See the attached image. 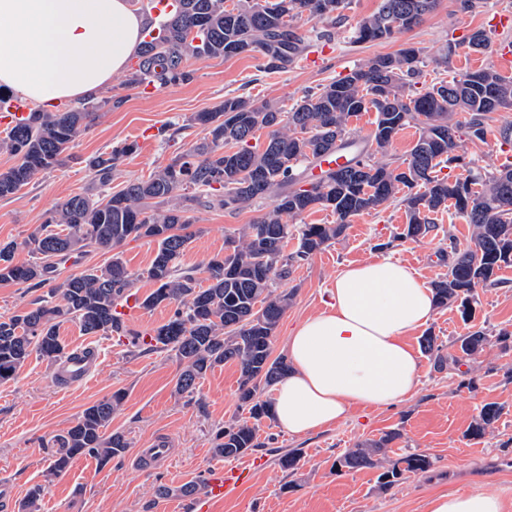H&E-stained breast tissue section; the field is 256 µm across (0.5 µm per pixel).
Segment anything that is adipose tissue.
I'll use <instances>...</instances> for the list:
<instances>
[{"label": "adipose tissue", "mask_w": 512, "mask_h": 512, "mask_svg": "<svg viewBox=\"0 0 512 512\" xmlns=\"http://www.w3.org/2000/svg\"><path fill=\"white\" fill-rule=\"evenodd\" d=\"M147 24L129 0H0V89L46 111L95 95L135 57ZM324 305L291 331L288 372L273 389V418L295 437L351 408L387 409L411 396L418 362L407 338L435 310L432 288L390 258L342 269ZM505 510L490 491L429 503V512Z\"/></svg>", "instance_id": "adipose-tissue-1"}]
</instances>
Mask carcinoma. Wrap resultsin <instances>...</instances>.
I'll list each match as a JSON object with an SVG mask.
<instances>
[{"label": "carcinoma", "mask_w": 512, "mask_h": 512, "mask_svg": "<svg viewBox=\"0 0 512 512\" xmlns=\"http://www.w3.org/2000/svg\"><path fill=\"white\" fill-rule=\"evenodd\" d=\"M175 12L160 34L144 41L127 85L147 83L166 87L188 83L190 59L206 60L239 55L259 60L258 69L271 73L288 67L309 47L296 21L303 16L342 17L350 0H178ZM440 0H380L377 9L354 27L352 42L387 41L412 29V15L427 17ZM420 53L413 46L379 55L320 88L308 92L290 109H273L243 96H226L215 109L190 118L204 136L169 164L146 179H130L112 190V175L135 144L116 146L108 156L88 160L94 191L73 195L38 225L25 241L33 261H14L17 245L0 244V282L37 290L54 283L32 301V308L0 317V381L15 378L35 354L51 363L75 357L59 336L61 325L72 322L88 336H131L117 311L131 295L135 276L119 248L130 238H149L157 250L147 270L157 288L141 302L145 309L171 308V316L150 336L152 350L168 351L179 362L176 393L194 398L198 381L227 362L240 367L238 400L253 423L231 420L217 429L215 454L238 458L266 443L257 425L271 418L270 403L258 397L260 386H272L288 372L285 357H272L275 329L288 308L290 293L272 289L290 275L294 265L308 260L339 237L362 214L400 200L407 224L401 239H417L435 228L431 214L453 205L473 226L472 244L453 246L448 274L434 284L436 306L458 304L463 319L472 315L475 288L498 282V272L512 266V165L481 173L467 167L460 154L463 139L483 142L490 114L512 107V78L494 66L466 70L430 83L411 94L419 76ZM483 75L474 84L471 76ZM94 106L82 110H30L26 121L6 128L0 150L17 163L0 171V198L18 192L39 174L61 166L75 142L88 130ZM376 114L371 139L361 143L346 163L306 179L301 166L351 144L348 124L363 112ZM464 119H457L458 114ZM415 126L418 138L399 164L384 160L396 136ZM267 131L258 144L257 133ZM381 155L383 160L376 159ZM466 173L450 180L438 175L444 168ZM311 183L309 190L302 189ZM275 206L251 224L226 238L225 253L200 266L182 264L194 233L189 231L186 203L238 212L266 196ZM314 210H328L333 224H294ZM297 234V247L285 253L288 236ZM95 248L112 253L104 266L90 267L56 282L58 265L74 254ZM207 274L202 287L199 274ZM494 342L512 349V334L491 337L475 330L457 339L459 354L442 353L437 337L424 338V350L434 367L458 369L463 361ZM124 394L112 393L87 407L57 439L51 473L62 476L75 459L91 457L105 465L129 447L119 432L106 434ZM499 408L486 404L470 428L481 438L497 419ZM399 433L390 431L347 449L336 458L338 473L383 467L382 456ZM296 449L280 454V467L299 469ZM434 465L425 453L408 452L392 461L378 476L387 491L404 473H425Z\"/></svg>", "instance_id": "carcinoma-1"}]
</instances>
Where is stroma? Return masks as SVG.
<instances>
[{
  "label": "stroma",
  "mask_w": 512,
  "mask_h": 512,
  "mask_svg": "<svg viewBox=\"0 0 512 512\" xmlns=\"http://www.w3.org/2000/svg\"><path fill=\"white\" fill-rule=\"evenodd\" d=\"M378 5L379 0H352L333 25L308 17L298 20L310 46L304 59L278 73L259 72L256 59L242 55L190 61L193 80L167 88H130L126 73L114 74L101 94L104 106L75 142L71 159L40 174L15 195L0 198V242H16V262H29L24 242L33 229L67 197L92 188L90 158L133 142L137 148L120 162L112 186L118 189L127 179L148 177L199 141L202 133L191 126V116L214 109L225 96L242 95L285 110L357 65L409 45L420 51V83L425 86L451 72L495 64L501 36L490 31L488 23L497 14L512 16V0H481L470 12L460 11L457 0H442L432 15L409 32L381 43H351L357 21ZM326 29L331 30L332 41L318 40L317 32ZM477 30L486 31L490 40L488 49L480 52L466 43ZM448 45L454 51L443 65L439 58ZM506 126H512V109L492 113L486 141H464L467 158L494 170L502 162L500 131ZM273 204L268 197L235 215L190 206L188 215L196 235L184 265H197L223 253L225 237L252 223ZM434 222L435 229L426 237L399 242L395 236L406 224L403 205L394 203L355 217L329 247L294 268L283 281L292 299L275 330L273 356H281L297 321L322 310L326 291L342 266L386 255L412 267L427 284L444 277L452 245L470 244L473 228L451 208L436 213ZM382 243L387 246L383 252L378 249ZM156 249L148 238L127 241L120 248L128 269L138 276L139 295L154 288L146 272ZM498 277V286L476 288L470 321H463L456 306L438 308L425 332L409 335L408 344L418 352V386L411 398L390 409L351 410L336 425L300 438L288 435L275 421L263 420L258 434L264 446L246 456L254 465L249 481L225 494L213 512H428V503L437 494L480 490L496 491L512 504V350L489 346L467 360L474 380L469 388L460 386L454 368L436 370L430 357L419 350L426 332L437 337L444 354L453 355L457 338L469 331L482 328L492 335L512 331V267L500 270ZM60 336L68 349H93L97 367L87 379L67 387L57 379L55 365L34 355L17 378L0 382V484L13 485L21 501L32 486L44 485L38 512H194L189 498L176 490L223 463L213 453V434L241 414L237 364L225 363L200 379L197 394L202 402L196 405L175 391L179 364L173 354L132 350L126 337L87 336L71 322L61 327ZM118 390L124 391L125 400L109 429L125 435L129 451L104 465L82 457L64 476H51L56 439L84 409ZM488 403L499 406L500 417L484 437L472 438L470 426ZM390 431L399 437L389 445L388 459L416 450L434 458L432 470L404 474L388 491L378 488V469L349 474L333 470V462L344 451ZM153 440L170 442L169 461L153 470L138 469L135 449ZM289 449L301 454L300 469L293 477L277 464L279 452ZM162 484L174 488V495L158 496L156 489Z\"/></svg>",
  "instance_id": "35a3bbf8"
}]
</instances>
